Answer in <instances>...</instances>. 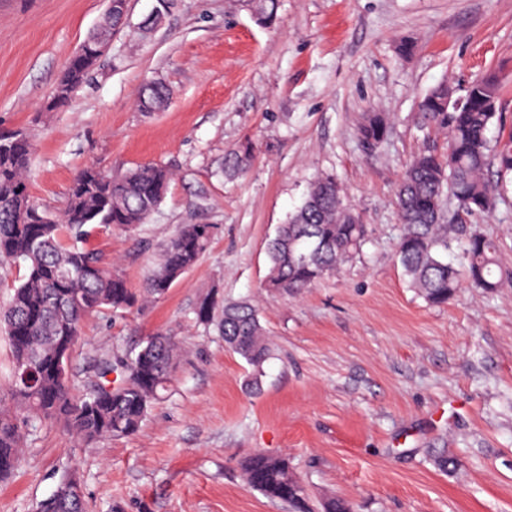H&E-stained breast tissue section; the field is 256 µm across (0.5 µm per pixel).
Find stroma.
I'll return each instance as SVG.
<instances>
[{
    "instance_id": "stroma-1",
    "label": "stroma",
    "mask_w": 512,
    "mask_h": 512,
    "mask_svg": "<svg viewBox=\"0 0 512 512\" xmlns=\"http://www.w3.org/2000/svg\"><path fill=\"white\" fill-rule=\"evenodd\" d=\"M155 3L129 0L128 26L70 105L49 112L106 2L0 0V131L33 143L32 199L59 212L92 164L168 166L175 177L146 224L86 242L135 290L181 225L219 227L163 298L82 321L69 363L79 390L93 359L176 336L175 379L139 432L87 446L61 424L29 422L21 463L0 479V512H36L70 469L90 512H291L247 487L242 464L257 451L288 459L315 510L335 497L352 512H512V282L487 291L465 281L433 306L395 253L397 185L416 153L447 147L419 99L492 73L504 124L489 136L512 128V0H280L268 26L246 0H177L140 40L134 28ZM155 79L170 103L147 115L135 99ZM367 112L390 118L372 152L358 136ZM247 135L249 172L220 176ZM320 174L335 176L367 240L302 294L269 292L267 242ZM487 177L496 206L467 222L512 269V180L493 166ZM208 292L258 307L273 342L260 393L244 388L245 360L196 323Z\"/></svg>"
}]
</instances>
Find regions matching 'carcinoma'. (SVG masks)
I'll use <instances>...</instances> for the list:
<instances>
[{"label": "carcinoma", "mask_w": 512, "mask_h": 512, "mask_svg": "<svg viewBox=\"0 0 512 512\" xmlns=\"http://www.w3.org/2000/svg\"><path fill=\"white\" fill-rule=\"evenodd\" d=\"M176 6V0H157L140 24L149 36ZM261 24L277 19V0H248ZM128 11L116 0L88 34L54 89L48 110L65 107L103 55L112 34L126 22ZM450 89L441 84L428 92L418 109L427 124L446 131L448 154L423 150L405 170L396 193L404 233L397 257L410 287L428 303H448L468 278L492 290L512 270L497 260L496 243L477 231L448 223L444 198L467 213H489L495 190L484 179L491 165L512 175V134L495 142L487 136L500 119L491 111L498 102L496 76L485 75L464 89L465 103L448 105ZM169 102V90L160 82L144 86L139 96L143 112H157ZM389 118L367 112L359 131L368 150L379 147L388 133ZM256 154L246 137L224 159V172L245 174ZM32 144L22 133L0 135V268L23 264L24 273L5 309L0 325L9 338L14 367L10 396L15 411L0 407V478L11 473L23 454V435L17 412L63 425L81 442L136 434L152 404L167 391L177 370L180 349L168 332L149 337L133 355L94 364L99 382L83 394L75 392L68 366L80 337L83 318L101 310L124 311L138 302L124 278L103 257L84 246L98 227L117 226L135 231L163 202L173 173L156 164H140L120 176L98 166L84 168L72 181L62 209L53 215L32 202L26 172ZM217 230L215 224H184L167 242L159 262L143 288L146 298L163 297L173 283L196 265ZM464 240L463 266L443 260L453 243ZM365 242L364 225L345 204L336 178L320 175L309 185L302 204L277 227L267 244L265 287L297 296L357 253ZM198 324L216 327L224 346L242 357L252 372L245 387L257 391L271 347L258 310L246 301L226 303L215 294L200 297L194 309ZM115 378H109L110 374ZM247 485L273 501L308 512L303 490L288 461L264 452L250 456L243 467ZM63 481L74 495L50 499L37 512H89L80 481Z\"/></svg>", "instance_id": "obj_1"}]
</instances>
